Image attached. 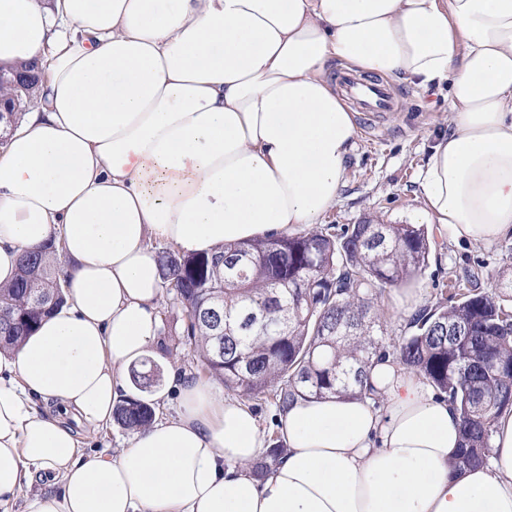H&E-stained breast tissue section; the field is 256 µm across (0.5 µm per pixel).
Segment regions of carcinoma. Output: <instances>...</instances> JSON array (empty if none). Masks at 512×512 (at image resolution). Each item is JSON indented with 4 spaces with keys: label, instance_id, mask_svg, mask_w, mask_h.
<instances>
[{
    "label": "carcinoma",
    "instance_id": "1",
    "mask_svg": "<svg viewBox=\"0 0 512 512\" xmlns=\"http://www.w3.org/2000/svg\"><path fill=\"white\" fill-rule=\"evenodd\" d=\"M433 232L426 224L369 219L337 229L272 235L210 252L160 255L162 287L185 312L182 335L203 372L227 390L280 408L301 395H371L367 369L392 353L455 406L460 420V469L487 461L495 415L512 407V277L483 292L467 271L416 311L393 349L370 316L388 288L422 275ZM58 244L21 255L14 281L0 286V351L16 350L64 302ZM235 315L238 324L225 326ZM160 368L131 370L146 389ZM155 407L118 401L112 420L135 430L154 421ZM270 437L264 477L283 455Z\"/></svg>",
    "mask_w": 512,
    "mask_h": 512
}]
</instances>
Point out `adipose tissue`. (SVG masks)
Returning <instances> with one entry per match:
<instances>
[{
  "label": "adipose tissue",
  "mask_w": 512,
  "mask_h": 512,
  "mask_svg": "<svg viewBox=\"0 0 512 512\" xmlns=\"http://www.w3.org/2000/svg\"><path fill=\"white\" fill-rule=\"evenodd\" d=\"M39 63L36 104L0 152V285L57 239L66 301L0 352V507L24 512H512V410L487 463L456 470L460 426L394 356L371 396L280 408L287 453L184 372L172 416L87 453L133 362L160 345L152 241L182 253L318 223L356 145L336 63L447 85L448 132L410 221L455 243L512 238V0H0V65Z\"/></svg>",
  "instance_id": "adipose-tissue-1"
}]
</instances>
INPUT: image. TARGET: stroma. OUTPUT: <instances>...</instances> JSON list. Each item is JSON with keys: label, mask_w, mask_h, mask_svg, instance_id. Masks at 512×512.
Returning <instances> with one entry per match:
<instances>
[{"label": "stroma", "mask_w": 512, "mask_h": 512, "mask_svg": "<svg viewBox=\"0 0 512 512\" xmlns=\"http://www.w3.org/2000/svg\"><path fill=\"white\" fill-rule=\"evenodd\" d=\"M398 99L395 111L377 114L369 123L358 126L355 149L347 161V183L340 199L323 218L327 224H355L379 215L391 224H405L413 209L422 206L418 178L435 138L446 131L447 89L424 91L408 84L391 86ZM512 261V239L495 244H456L437 240L430 264L416 280L425 288L428 301H436L449 278L464 271L478 272L484 291H494L503 269ZM162 320L160 365L163 376L158 386L162 394L156 401L157 416L172 413L177 390L171 371L200 375L201 367L181 336L184 315L168 297H160Z\"/></svg>", "instance_id": "35a3bbf8"}]
</instances>
